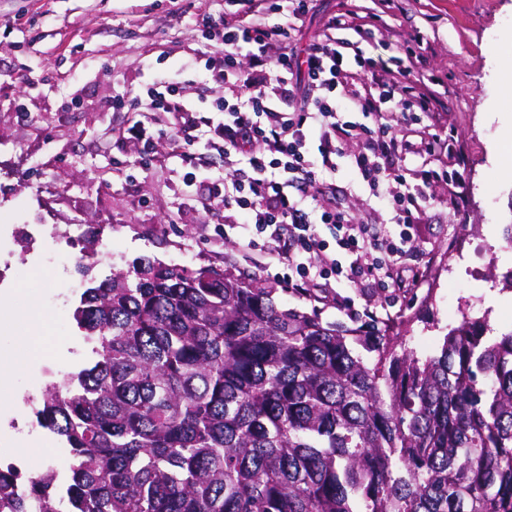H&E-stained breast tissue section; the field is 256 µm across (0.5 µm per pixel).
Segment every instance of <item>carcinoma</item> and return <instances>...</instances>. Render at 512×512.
I'll use <instances>...</instances> for the list:
<instances>
[{
    "label": "carcinoma",
    "mask_w": 512,
    "mask_h": 512,
    "mask_svg": "<svg viewBox=\"0 0 512 512\" xmlns=\"http://www.w3.org/2000/svg\"><path fill=\"white\" fill-rule=\"evenodd\" d=\"M79 272L93 357L36 411L68 474L0 472V512H512V332L465 316L422 359L400 315L213 267Z\"/></svg>",
    "instance_id": "1"
}]
</instances>
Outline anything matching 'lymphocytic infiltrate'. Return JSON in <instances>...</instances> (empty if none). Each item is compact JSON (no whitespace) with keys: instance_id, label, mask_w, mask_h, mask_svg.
<instances>
[{"instance_id":"f902f5d3","label":"lymphocytic infiltrate","mask_w":512,"mask_h":512,"mask_svg":"<svg viewBox=\"0 0 512 512\" xmlns=\"http://www.w3.org/2000/svg\"><path fill=\"white\" fill-rule=\"evenodd\" d=\"M239 6L235 24L213 31L214 49L204 64L207 81L224 86L214 106L222 121L200 115L171 83L147 95L170 133L169 151L184 167L224 160V174L212 188L224 202V221L244 222L268 234L271 259L290 271L296 293H323L330 282L378 280L400 283L398 258L414 248V225L427 223L436 202L430 188L447 181L449 203L459 208L460 171L437 173L408 167L413 153L443 148L433 112L440 105L415 76L416 51L399 59L390 78L367 85L375 62L340 38L358 29L355 8L328 17L322 38L303 43L304 19L315 0H227ZM285 12L270 24V14ZM429 115L430 124L420 122ZM418 142H411L410 133ZM347 169L354 181L382 199L398 236L337 203L336 174Z\"/></svg>"}]
</instances>
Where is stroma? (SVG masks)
<instances>
[{"label":"stroma","mask_w":512,"mask_h":512,"mask_svg":"<svg viewBox=\"0 0 512 512\" xmlns=\"http://www.w3.org/2000/svg\"><path fill=\"white\" fill-rule=\"evenodd\" d=\"M203 2L235 23L224 0H0V264L9 267L0 291H14L0 308V364L14 350L15 306L37 300L48 327L46 353L7 383L12 398L0 409L1 430L32 419L43 387L89 355L72 319L83 290L78 265L99 280L136 258L213 266L275 287L279 305L298 302L287 267L255 265L241 229L225 226L220 199L208 211L197 202L196 190L210 187L222 159L198 169L191 188L185 167L169 155L168 133L141 156L112 137L124 118L114 108L119 100L157 124L145 96L156 77L177 82L190 99L223 98V86L192 66L207 46ZM351 5L367 30L344 36L383 62L380 78L406 48H419L417 75L444 106L443 129L456 133L450 152L427 163L438 171L459 163L463 203L449 210L447 185L434 183L441 204L419 225L420 246L403 261L404 288L334 285L323 317L338 320L341 306L375 303L411 316L407 345L421 358L439 350L465 313L486 318L494 334L510 332L512 302L497 308L490 298L503 291V270L491 258L512 224V180L498 174L512 145V99L501 92L499 72L501 55L512 51V0H319L304 22L305 41ZM42 229L72 237L69 263L55 264L52 241L26 243L27 232Z\"/></svg>","instance_id":"1"}]
</instances>
